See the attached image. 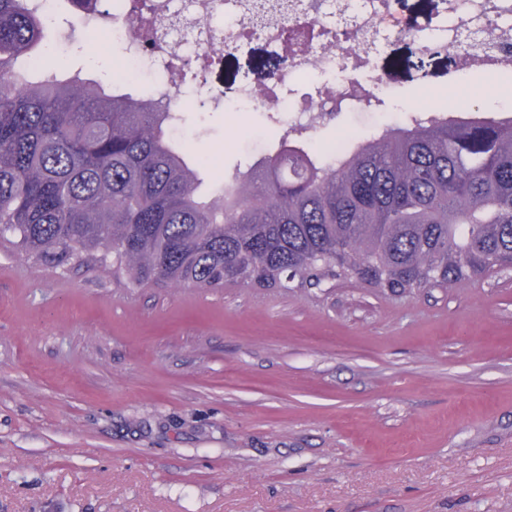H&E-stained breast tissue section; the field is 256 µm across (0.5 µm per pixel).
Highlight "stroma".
I'll return each instance as SVG.
<instances>
[{
    "label": "stroma",
    "mask_w": 512,
    "mask_h": 512,
    "mask_svg": "<svg viewBox=\"0 0 512 512\" xmlns=\"http://www.w3.org/2000/svg\"><path fill=\"white\" fill-rule=\"evenodd\" d=\"M64 0L46 61L112 75V29ZM256 42L211 80L234 98L274 62ZM379 112L313 144L400 124L479 83L393 38ZM185 144L223 178L277 141L263 113L192 115ZM0 512H512V267L408 297L355 280L306 291L128 288L0 241Z\"/></svg>",
    "instance_id": "stroma-1"
}]
</instances>
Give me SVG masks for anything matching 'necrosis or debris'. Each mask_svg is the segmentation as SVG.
I'll return each mask as SVG.
<instances>
[{"instance_id":"obj_1","label":"necrosis or debris","mask_w":512,"mask_h":512,"mask_svg":"<svg viewBox=\"0 0 512 512\" xmlns=\"http://www.w3.org/2000/svg\"><path fill=\"white\" fill-rule=\"evenodd\" d=\"M394 0H80L73 12L84 30L98 18L112 21L120 41L122 68L155 76V98H171L167 127L177 135L189 112H227L262 108L280 130V144L311 143L343 112H370L375 102L367 71L375 55L402 27ZM487 11L491 24L512 17V0H447L436 29L419 36L433 51L457 53L463 70L501 76L512 70V30L491 52L465 47L469 6ZM262 40L276 45L288 64L269 83H243L229 100L210 80L225 52L237 44Z\"/></svg>"}]
</instances>
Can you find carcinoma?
I'll return each mask as SVG.
<instances>
[{
	"label": "carcinoma",
	"instance_id": "cac0c4a2",
	"mask_svg": "<svg viewBox=\"0 0 512 512\" xmlns=\"http://www.w3.org/2000/svg\"><path fill=\"white\" fill-rule=\"evenodd\" d=\"M46 30L0 0V231L36 261L128 288L396 296L512 266V115L385 127L334 167L284 146L211 188L163 103L47 66Z\"/></svg>",
	"mask_w": 512,
	"mask_h": 512
}]
</instances>
